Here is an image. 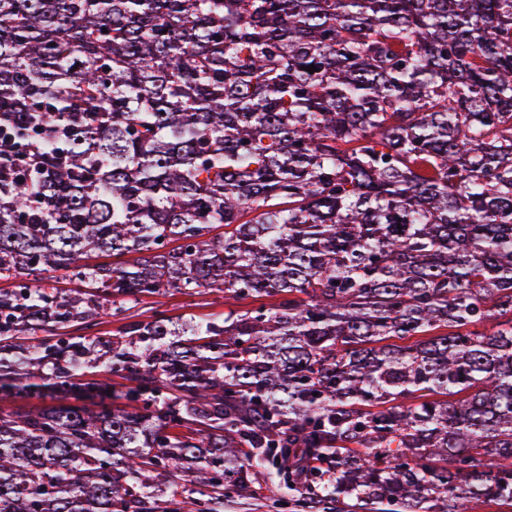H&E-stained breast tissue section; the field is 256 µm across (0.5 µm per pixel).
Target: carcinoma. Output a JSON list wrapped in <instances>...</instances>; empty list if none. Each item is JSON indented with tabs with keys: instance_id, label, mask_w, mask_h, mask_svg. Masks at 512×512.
Listing matches in <instances>:
<instances>
[{
	"instance_id": "cac0c4a2",
	"label": "carcinoma",
	"mask_w": 512,
	"mask_h": 512,
	"mask_svg": "<svg viewBox=\"0 0 512 512\" xmlns=\"http://www.w3.org/2000/svg\"><path fill=\"white\" fill-rule=\"evenodd\" d=\"M0 279V400L132 382L0 412V512L512 502V0H0ZM171 288L278 302L69 333ZM43 276L49 277L43 279L44 284H46L48 287L57 288L58 291L74 295L84 292L85 288H83L82 283L72 278L68 271H51L43 274ZM61 404H73L81 405L85 404L90 406L91 401L89 400H77L76 396L72 394L61 395L58 398L51 399L49 397L29 395L27 393H21L14 395L13 397L7 398L4 401H0V410L5 413L9 412H26L36 407H50L58 406ZM299 496L297 490L284 489L279 496L269 494L263 476H254L248 488L224 498L222 512H295L293 500ZM287 503V506H283Z\"/></svg>"
}]
</instances>
